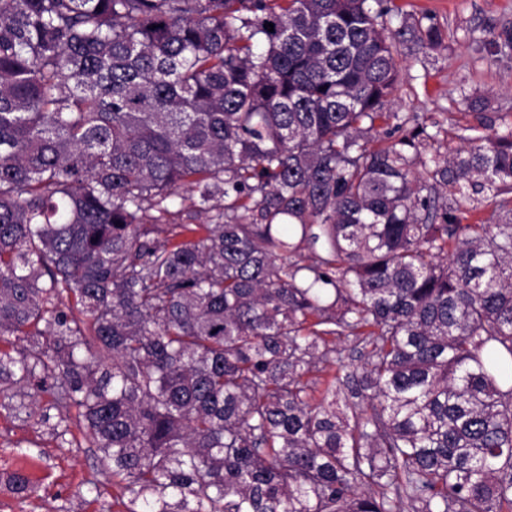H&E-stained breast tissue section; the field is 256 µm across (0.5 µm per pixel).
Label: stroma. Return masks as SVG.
I'll list each match as a JSON object with an SVG mask.
<instances>
[{"label": "stroma", "instance_id": "1", "mask_svg": "<svg viewBox=\"0 0 512 512\" xmlns=\"http://www.w3.org/2000/svg\"><path fill=\"white\" fill-rule=\"evenodd\" d=\"M408 13L434 15L448 30L445 43L427 56H407L404 84L388 106L440 122L448 147L459 146L463 127L476 112L512 113V56L494 55L483 43L486 30L512 32V0H395ZM58 412L40 399L32 417L18 419L0 410V512H125L116 503L112 472L94 449L71 445L79 417L71 415L70 438H58ZM14 472L30 480L27 495L6 482Z\"/></svg>", "mask_w": 512, "mask_h": 512}]
</instances>
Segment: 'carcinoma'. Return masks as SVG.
Instances as JSON below:
<instances>
[{
  "instance_id": "carcinoma-1",
  "label": "carcinoma",
  "mask_w": 512,
  "mask_h": 512,
  "mask_svg": "<svg viewBox=\"0 0 512 512\" xmlns=\"http://www.w3.org/2000/svg\"><path fill=\"white\" fill-rule=\"evenodd\" d=\"M399 13L0 0V407L78 408L125 512H512V123L385 111ZM180 196L186 197V200H181L175 197L169 206V213L164 216L162 222L166 224H212L213 216L216 210L211 212H200L196 207H193L191 197L195 199L194 193L189 191L180 190ZM188 213L191 218H188Z\"/></svg>"
}]
</instances>
